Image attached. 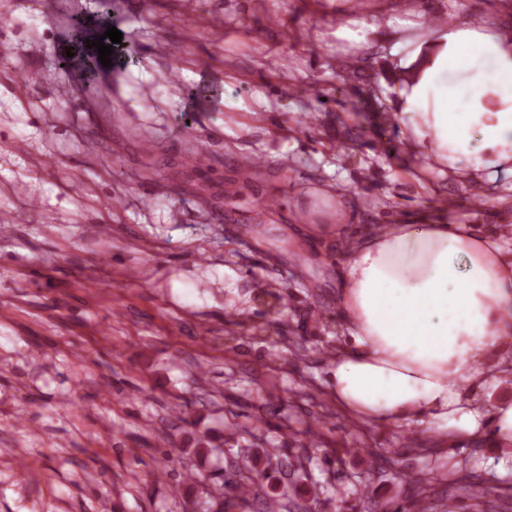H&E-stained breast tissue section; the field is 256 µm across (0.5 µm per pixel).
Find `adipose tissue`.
I'll return each instance as SVG.
<instances>
[{
  "label": "adipose tissue",
  "mask_w": 512,
  "mask_h": 512,
  "mask_svg": "<svg viewBox=\"0 0 512 512\" xmlns=\"http://www.w3.org/2000/svg\"><path fill=\"white\" fill-rule=\"evenodd\" d=\"M403 17L348 18L337 39L368 49L395 31L393 123L437 176L464 166L512 173V36L495 15L429 24L413 0ZM336 303L351 348L334 360L331 392L348 414L380 425L512 444V400L482 399L506 376L512 347V249L499 234L443 221L361 232L343 251Z\"/></svg>",
  "instance_id": "obj_1"
}]
</instances>
